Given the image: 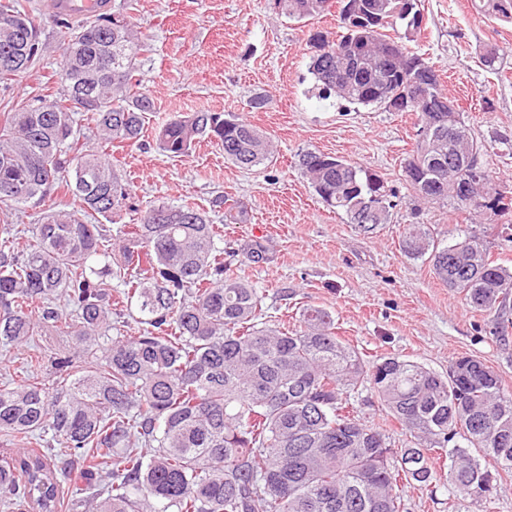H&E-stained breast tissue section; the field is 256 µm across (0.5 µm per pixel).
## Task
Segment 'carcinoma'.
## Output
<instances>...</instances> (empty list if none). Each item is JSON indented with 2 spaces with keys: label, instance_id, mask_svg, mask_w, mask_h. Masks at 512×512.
<instances>
[{
  "label": "carcinoma",
  "instance_id": "carcinoma-1",
  "mask_svg": "<svg viewBox=\"0 0 512 512\" xmlns=\"http://www.w3.org/2000/svg\"><path fill=\"white\" fill-rule=\"evenodd\" d=\"M112 12L61 25V90L0 118V344L21 348L55 331L75 337L68 351L44 353L28 368H50L48 387L33 375L0 386V431L16 441L45 444L0 464V505L59 512L60 488L71 487L70 512H402L399 485L433 477V461L448 460V493L475 501L497 492L512 473V393L482 361L461 356L442 376L399 356L366 361L336 334L325 309L309 306L300 325L269 324L263 295L230 274L220 227L189 203L162 201L143 210L128 205L129 183L104 154L80 143L71 109L73 92L92 90L84 110L107 144L143 137L154 100L138 59L151 51L127 14ZM495 19H512V0H482ZM362 21L345 33L310 35V65L318 95L363 106L401 100L417 115V142L404 163L421 198L470 207L457 186L479 173L480 149L465 133L434 130L426 102L444 96L437 81L412 87L417 69L433 68L402 37L422 23L418 0H362ZM306 0H276L280 14L302 18ZM0 58L26 61L39 34L21 0H3ZM114 18L117 33L102 22ZM350 50L356 65L336 69L320 54ZM224 149L241 168L270 160L266 135L221 112L177 115L155 131L168 158L187 155L199 136ZM318 150L301 166L320 200L354 223L366 201L390 220L383 183ZM76 208H51L21 241L8 225L19 209L59 190ZM124 210L137 214L106 234L102 221ZM406 254L428 256L435 276L476 310L495 313L501 330L512 321L500 304L512 294V272L489 261L473 235L446 246L414 225L402 241ZM137 309L144 325L124 335L112 308ZM369 388L382 409L413 437L399 451L386 435L350 414L348 393ZM64 448L67 462L53 457Z\"/></svg>",
  "mask_w": 512,
  "mask_h": 512
}]
</instances>
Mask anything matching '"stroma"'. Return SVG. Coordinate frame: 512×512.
I'll use <instances>...</instances> for the list:
<instances>
[{"instance_id": "stroma-1", "label": "stroma", "mask_w": 512, "mask_h": 512, "mask_svg": "<svg viewBox=\"0 0 512 512\" xmlns=\"http://www.w3.org/2000/svg\"><path fill=\"white\" fill-rule=\"evenodd\" d=\"M47 52L25 74L0 83V113L27 100L52 97L59 87L60 27L48 0H28ZM476 0H420L421 30L410 43L432 62L443 91L456 102L480 162L497 192L512 198V22L490 18ZM132 16L151 53L140 62L156 110V127L174 115L223 112L249 121L272 140V163L243 169L201 138L189 155L166 158L152 139L114 153L131 185L132 206L188 202L224 227V263L258 288L273 316L296 326L309 305L326 309L338 336L373 361L397 355L443 374L455 358L473 355L512 391V335L500 339L491 314L469 307L421 258L404 253L410 225L428 228L440 244L465 235L481 238L491 260L512 269V210L460 209L429 203L405 180L404 159L416 146L417 117L379 105L322 100L308 70L309 35L337 30L329 12L293 20L274 0H134ZM497 50L494 73L479 62ZM265 105L249 106L255 96ZM316 149L362 167L395 192L389 223L364 233L330 211L299 165ZM223 204H216V197ZM246 219H231L232 210ZM262 244L261 258L247 251ZM358 416L374 423L395 447L409 433L387 415L369 390H355ZM403 512H512V477L490 501L448 496V470L436 466L432 483L402 484Z\"/></svg>"}]
</instances>
